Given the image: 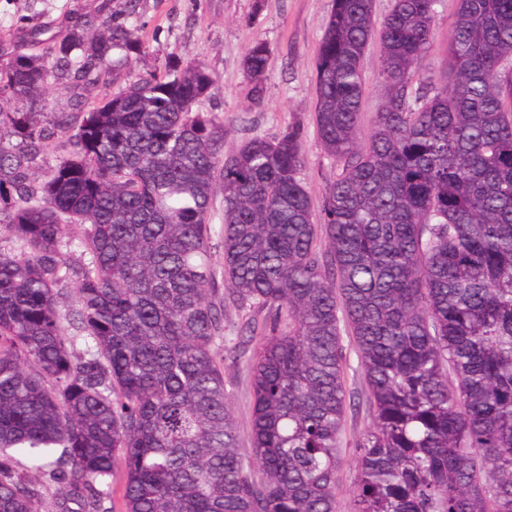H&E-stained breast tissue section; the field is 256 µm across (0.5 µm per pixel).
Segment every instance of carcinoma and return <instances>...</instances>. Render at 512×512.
<instances>
[{"instance_id":"obj_1","label":"carcinoma","mask_w":512,"mask_h":512,"mask_svg":"<svg viewBox=\"0 0 512 512\" xmlns=\"http://www.w3.org/2000/svg\"><path fill=\"white\" fill-rule=\"evenodd\" d=\"M441 3L395 0L378 26L373 0H333L313 127L341 171L316 213L302 122L224 153L207 65L141 72L110 16L0 62L17 137L0 144V227L21 243L0 249V512H37L46 483L56 512H336L349 345L371 413L354 512H512V0H456L434 78ZM373 42L384 94L363 137ZM269 65L254 43L255 101ZM121 73L124 89L48 119L61 80ZM57 144L44 179L35 160ZM229 306L259 339L248 451ZM255 347L256 341L253 340L245 355L235 350L224 353V380L229 384L227 389L231 394V411L237 423L240 447L246 449L251 448V396L247 389L246 365Z\"/></svg>"}]
</instances>
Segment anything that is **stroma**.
I'll use <instances>...</instances> for the list:
<instances>
[{
  "mask_svg": "<svg viewBox=\"0 0 512 512\" xmlns=\"http://www.w3.org/2000/svg\"><path fill=\"white\" fill-rule=\"evenodd\" d=\"M332 0H139L131 29L142 46L141 70L166 62H205L215 77L206 111L223 122L225 152L254 136L277 137L296 120L311 123L314 108V58ZM126 0H0V54L39 55L47 39L64 38L83 20L111 16L124 21ZM263 41L270 52L261 104L251 100L252 80L242 66L249 46ZM302 177L312 198H320L337 168L315 133L303 142ZM247 356L224 354L231 411L241 447L250 448L251 396L247 389ZM347 386L356 408L346 425L347 446L339 452L340 512H353L350 493L356 477L352 442L370 423L363 379L356 355L347 361Z\"/></svg>",
  "mask_w": 512,
  "mask_h": 512,
  "instance_id": "1",
  "label": "stroma"
}]
</instances>
